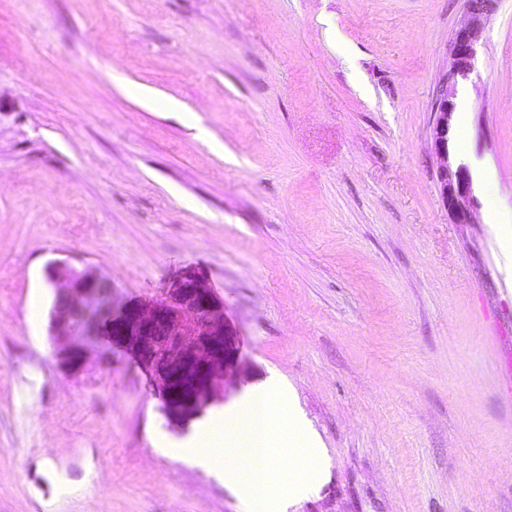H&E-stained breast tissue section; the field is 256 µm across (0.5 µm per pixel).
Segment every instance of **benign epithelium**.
Segmentation results:
<instances>
[{"mask_svg":"<svg viewBox=\"0 0 512 512\" xmlns=\"http://www.w3.org/2000/svg\"><path fill=\"white\" fill-rule=\"evenodd\" d=\"M478 28L467 22L452 35L450 65L435 106L434 144L443 159L441 192L457 224L473 223L475 200L467 167H448V135L455 111L458 78L473 70ZM54 288L51 336L65 342L61 363L71 370L83 362L82 339L106 336L123 345L152 377L165 413L189 419L224 397L227 373L236 361V342L224 322V304L195 273L173 283L168 297L149 306L112 305V280L93 267L76 270L64 261L49 264Z\"/></svg>","mask_w":512,"mask_h":512,"instance_id":"obj_1","label":"benign epithelium"}]
</instances>
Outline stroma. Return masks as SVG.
Segmentation results:
<instances>
[{
	"instance_id": "stroma-1",
	"label": "stroma",
	"mask_w": 512,
	"mask_h": 512,
	"mask_svg": "<svg viewBox=\"0 0 512 512\" xmlns=\"http://www.w3.org/2000/svg\"><path fill=\"white\" fill-rule=\"evenodd\" d=\"M470 19L458 224L433 106ZM509 222L512 0H0V512H512ZM54 261L117 307L199 274L236 338L223 401L169 421L102 338L63 367L26 321ZM273 380L313 440L293 494L174 456Z\"/></svg>"
}]
</instances>
